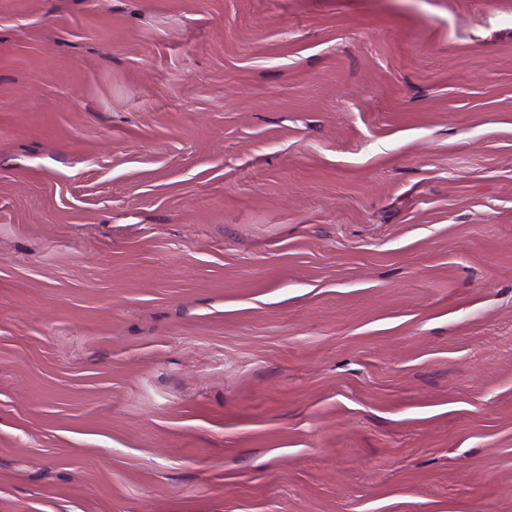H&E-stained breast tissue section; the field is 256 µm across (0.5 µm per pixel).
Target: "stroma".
<instances>
[{"instance_id": "1", "label": "stroma", "mask_w": 512, "mask_h": 512, "mask_svg": "<svg viewBox=\"0 0 512 512\" xmlns=\"http://www.w3.org/2000/svg\"><path fill=\"white\" fill-rule=\"evenodd\" d=\"M0 512H512V0H0Z\"/></svg>"}]
</instances>
